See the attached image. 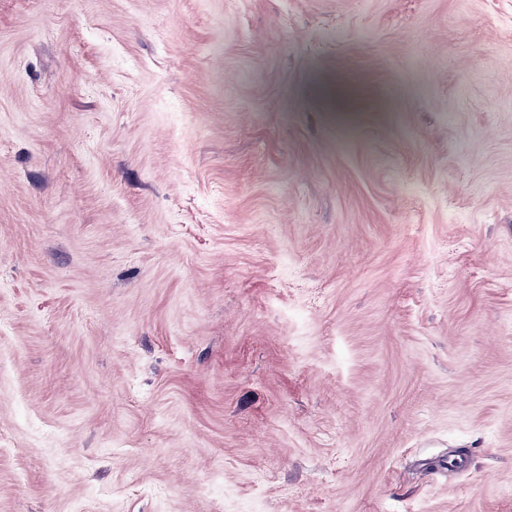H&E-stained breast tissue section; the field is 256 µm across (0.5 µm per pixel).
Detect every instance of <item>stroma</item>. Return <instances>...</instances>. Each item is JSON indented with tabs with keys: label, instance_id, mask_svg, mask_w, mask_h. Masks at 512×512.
<instances>
[{
	"label": "stroma",
	"instance_id": "1",
	"mask_svg": "<svg viewBox=\"0 0 512 512\" xmlns=\"http://www.w3.org/2000/svg\"><path fill=\"white\" fill-rule=\"evenodd\" d=\"M0 512H512V0H0Z\"/></svg>",
	"mask_w": 512,
	"mask_h": 512
}]
</instances>
